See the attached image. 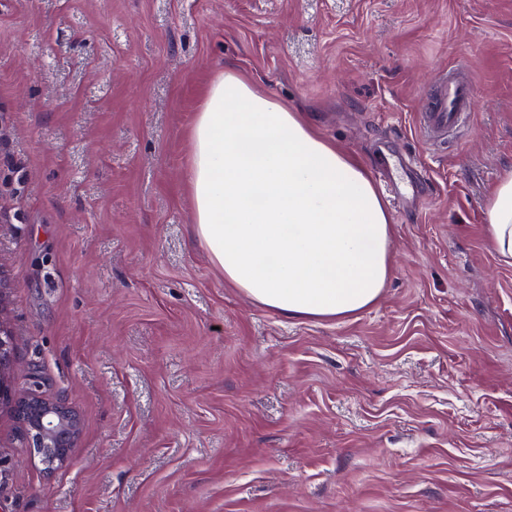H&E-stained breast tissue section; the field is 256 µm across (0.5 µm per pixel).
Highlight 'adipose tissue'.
Listing matches in <instances>:
<instances>
[{
  "instance_id": "obj_1",
  "label": "adipose tissue",
  "mask_w": 512,
  "mask_h": 512,
  "mask_svg": "<svg viewBox=\"0 0 512 512\" xmlns=\"http://www.w3.org/2000/svg\"><path fill=\"white\" fill-rule=\"evenodd\" d=\"M195 234L225 281L288 317L335 319L380 298L391 221L363 162L227 71L190 129ZM488 237L512 258V170L485 209Z\"/></svg>"
}]
</instances>
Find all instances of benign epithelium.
<instances>
[{
	"instance_id": "benign-epithelium-1",
	"label": "benign epithelium",
	"mask_w": 512,
	"mask_h": 512,
	"mask_svg": "<svg viewBox=\"0 0 512 512\" xmlns=\"http://www.w3.org/2000/svg\"><path fill=\"white\" fill-rule=\"evenodd\" d=\"M15 364L11 333L0 320V381L12 375ZM14 412L24 424L30 452L46 468L52 469L67 461L68 450L80 431L78 417L70 407L43 397L34 382L28 390L15 396Z\"/></svg>"
}]
</instances>
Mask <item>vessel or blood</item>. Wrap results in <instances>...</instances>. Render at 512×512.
Returning <instances> with one entry per match:
<instances>
[{
    "mask_svg": "<svg viewBox=\"0 0 512 512\" xmlns=\"http://www.w3.org/2000/svg\"><path fill=\"white\" fill-rule=\"evenodd\" d=\"M475 96V88L469 80L438 75L419 115L422 135L428 139L447 136L449 130L457 128L470 112Z\"/></svg>",
    "mask_w": 512,
    "mask_h": 512,
    "instance_id": "1",
    "label": "vessel or blood"
}]
</instances>
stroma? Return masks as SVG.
<instances>
[{
    "instance_id": "35a3bbf8",
    "label": "stroma",
    "mask_w": 512,
    "mask_h": 512,
    "mask_svg": "<svg viewBox=\"0 0 512 512\" xmlns=\"http://www.w3.org/2000/svg\"><path fill=\"white\" fill-rule=\"evenodd\" d=\"M465 66L468 124L418 129ZM232 71L404 202L357 314L289 319L194 235L189 127ZM512 0H0V319L80 433L0 404V512H512ZM488 237L494 250L512 258V170L495 185L485 209ZM14 397V412L24 424L30 452L47 469L63 465L80 431L76 413L61 401L43 397L36 382L18 395L14 392Z\"/></svg>"
}]
</instances>
